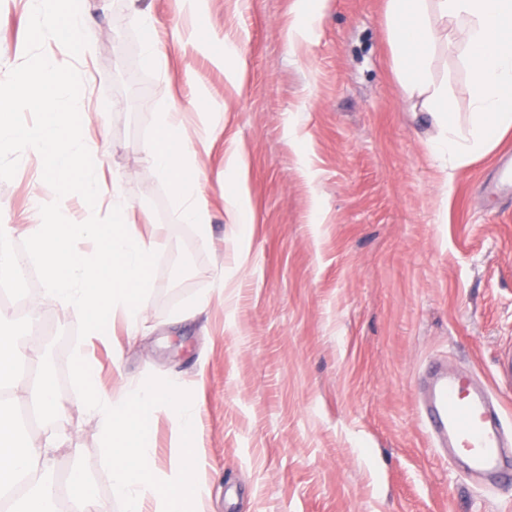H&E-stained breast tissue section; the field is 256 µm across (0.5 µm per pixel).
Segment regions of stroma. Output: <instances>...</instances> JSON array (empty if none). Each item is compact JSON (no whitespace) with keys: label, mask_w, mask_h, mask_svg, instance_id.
Returning <instances> with one entry per match:
<instances>
[{"label":"stroma","mask_w":512,"mask_h":512,"mask_svg":"<svg viewBox=\"0 0 512 512\" xmlns=\"http://www.w3.org/2000/svg\"><path fill=\"white\" fill-rule=\"evenodd\" d=\"M80 2L88 47L74 58L52 39L44 52L72 60L82 78V131L96 145L101 190L119 187L128 221L161 245L139 336L109 318L108 344L89 355L102 391L154 375L192 393L204 512H512V494L462 477L417 418L421 367L437 358L496 388L512 428V384L497 377L512 354V183L499 168L512 132L461 167L432 155L439 130L399 77L388 0H327L322 22L295 44L296 0H206L199 16L182 0ZM136 8L153 18L165 68L143 52ZM28 23V0H0V80L24 59ZM197 28L210 47L192 43ZM228 37L247 63L236 86L219 60ZM430 73L468 128L474 90L462 47H439ZM175 106L187 129H210L190 147L204 172V239L175 219L168 183L143 159ZM231 152L244 161L251 224L224 212ZM38 198L81 222L109 213L102 201L57 200L41 156L26 151L0 181V225L14 244ZM29 286L41 369L64 411L24 439L57 436L54 476L81 470L120 512L98 420L68 380L77 320L39 281ZM149 441L165 478L168 411L154 413Z\"/></svg>","instance_id":"stroma-1"}]
</instances>
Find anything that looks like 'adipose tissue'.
<instances>
[{
  "mask_svg": "<svg viewBox=\"0 0 512 512\" xmlns=\"http://www.w3.org/2000/svg\"><path fill=\"white\" fill-rule=\"evenodd\" d=\"M390 46L399 75L410 92L425 95L427 110L442 135L432 146L438 157L465 165L489 153L497 140L512 131V0H389ZM456 34L463 42L474 88L468 131H460L448 88L430 79L437 46ZM191 136L176 113H165L161 137L144 148L149 167L165 178L175 200L177 221L195 225L207 237L206 206L200 193L202 172L188 167ZM243 162L229 156L224 163V211L235 224L252 221L240 178ZM37 341L19 345L0 336V387L26 393L38 419L51 423L62 406L48 378H22L19 367L31 357ZM14 408L0 402V499L11 503L0 512H50L54 489L44 480L54 440L35 446L18 438Z\"/></svg>",
  "mask_w": 512,
  "mask_h": 512,
  "instance_id": "1",
  "label": "adipose tissue"
}]
</instances>
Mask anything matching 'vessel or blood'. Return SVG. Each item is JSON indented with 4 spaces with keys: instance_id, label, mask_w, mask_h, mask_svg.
Wrapping results in <instances>:
<instances>
[{
    "instance_id": "b4317fda",
    "label": "vessel or blood",
    "mask_w": 512,
    "mask_h": 512,
    "mask_svg": "<svg viewBox=\"0 0 512 512\" xmlns=\"http://www.w3.org/2000/svg\"><path fill=\"white\" fill-rule=\"evenodd\" d=\"M418 413L434 446L462 460L472 481L489 489H512V433L486 387L443 365L429 366Z\"/></svg>"
}]
</instances>
